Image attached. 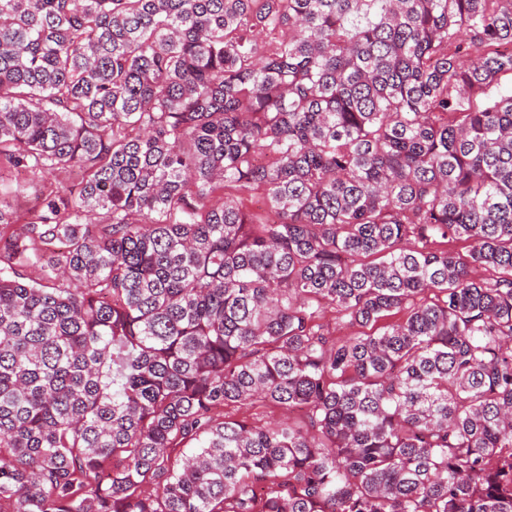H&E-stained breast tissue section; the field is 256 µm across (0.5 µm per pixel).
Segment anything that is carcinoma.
<instances>
[{"label":"carcinoma","instance_id":"1","mask_svg":"<svg viewBox=\"0 0 512 512\" xmlns=\"http://www.w3.org/2000/svg\"><path fill=\"white\" fill-rule=\"evenodd\" d=\"M508 46L512 0H0V512H512ZM228 415L235 418H247L252 421L263 422H276V421H286L288 422V416L290 418L296 417L295 413L282 414L277 410L265 409V408H257L256 406H252L250 404L239 405L237 407L227 408L225 410Z\"/></svg>","mask_w":512,"mask_h":512}]
</instances>
